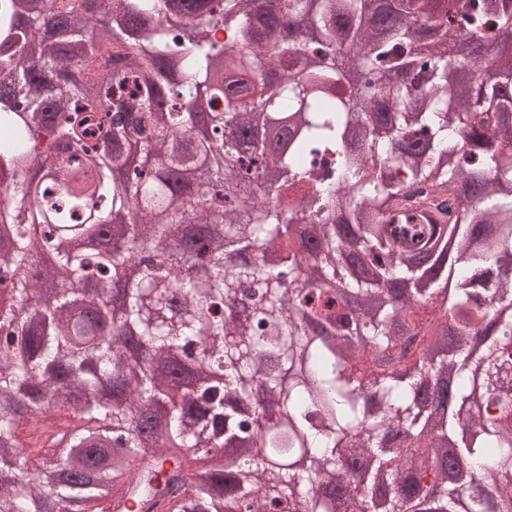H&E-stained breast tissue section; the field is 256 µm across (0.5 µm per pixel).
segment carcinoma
<instances>
[{"label":"carcinoma","instance_id":"cac0c4a2","mask_svg":"<svg viewBox=\"0 0 512 512\" xmlns=\"http://www.w3.org/2000/svg\"><path fill=\"white\" fill-rule=\"evenodd\" d=\"M509 37L512 0H0V512H512Z\"/></svg>","mask_w":512,"mask_h":512}]
</instances>
